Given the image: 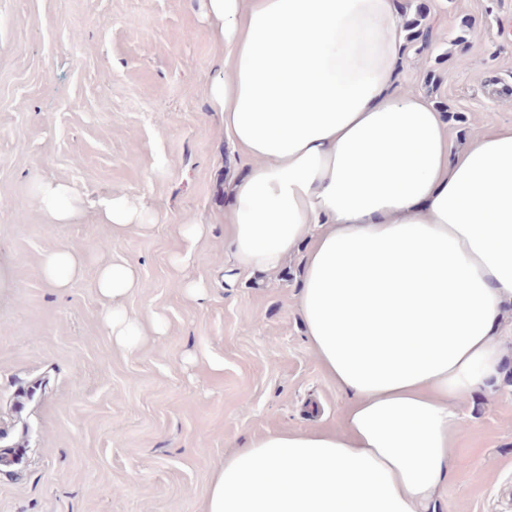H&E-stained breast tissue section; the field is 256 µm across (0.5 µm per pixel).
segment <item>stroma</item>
Masks as SVG:
<instances>
[{"label":"stroma","mask_w":512,"mask_h":512,"mask_svg":"<svg viewBox=\"0 0 512 512\" xmlns=\"http://www.w3.org/2000/svg\"><path fill=\"white\" fill-rule=\"evenodd\" d=\"M402 17L421 36L399 86L443 112L454 149L512 126V0H405ZM222 57L201 0H0V512H202L225 455L342 423L347 397L296 307L302 252L225 278V187L248 160L205 95ZM42 180L86 200L78 223H47ZM110 193L146 229L111 235L92 206ZM188 221L207 233L179 268ZM63 245L87 262L61 295L40 261ZM105 260L135 268L122 307L160 315L164 335L113 345L94 288ZM181 279L204 281L205 300ZM462 413L445 512H512V343Z\"/></svg>","instance_id":"stroma-1"}]
</instances>
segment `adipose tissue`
Instances as JSON below:
<instances>
[{"mask_svg":"<svg viewBox=\"0 0 512 512\" xmlns=\"http://www.w3.org/2000/svg\"><path fill=\"white\" fill-rule=\"evenodd\" d=\"M402 0H204L224 45L207 91L248 158L227 188L224 244L239 273L304 253L297 309L325 374L347 395L337 430L271 431L212 475L204 512H440L456 472L461 405L501 372L512 303V127L453 150L441 112L397 91ZM51 224L83 201L65 183L36 192ZM96 206L114 235L142 210ZM86 258L41 259L65 293ZM134 268L109 261L95 288L117 346L164 322L126 316Z\"/></svg>","mask_w":512,"mask_h":512,"instance_id":"obj_1","label":"adipose tissue"}]
</instances>
